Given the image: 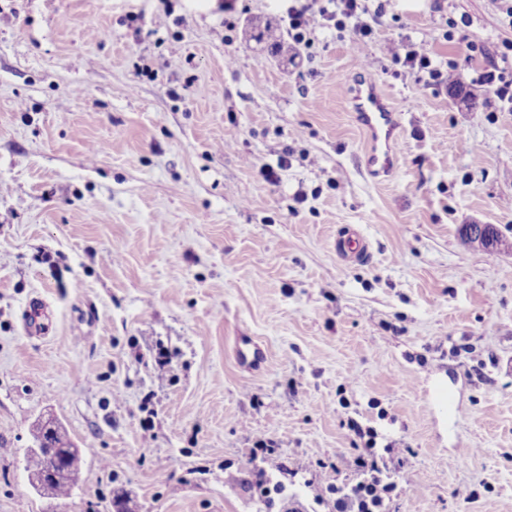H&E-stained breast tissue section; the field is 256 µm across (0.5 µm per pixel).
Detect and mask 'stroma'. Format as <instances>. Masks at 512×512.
<instances>
[{
    "label": "stroma",
    "instance_id": "stroma-1",
    "mask_svg": "<svg viewBox=\"0 0 512 512\" xmlns=\"http://www.w3.org/2000/svg\"><path fill=\"white\" fill-rule=\"evenodd\" d=\"M221 2L0 0V512H330L346 415L403 450L392 512H512V250L458 235L512 242V110L478 80L512 75L506 0H383L364 57ZM403 36L457 84L387 57ZM367 67L404 127L386 179L343 104ZM47 416L81 450L59 499L26 468ZM490 225L491 224L472 223V224H463L460 227L464 234L480 236V238L483 239L484 242L487 244L488 249L493 250V249L497 248V243L495 240L496 235H495L494 229ZM464 234H462L459 229V235H460L461 239L467 245L477 246V247H481L483 249L487 248L482 240H478V238H475V237H472L469 235H464ZM335 249L337 256L346 265L362 263L369 256V244L366 238L356 228L336 238Z\"/></svg>",
    "mask_w": 512,
    "mask_h": 512
}]
</instances>
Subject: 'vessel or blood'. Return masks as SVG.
<instances>
[{
	"mask_svg": "<svg viewBox=\"0 0 512 512\" xmlns=\"http://www.w3.org/2000/svg\"><path fill=\"white\" fill-rule=\"evenodd\" d=\"M346 102L367 137L366 166L370 172H392L398 163L396 144L402 134L397 111L390 98L379 92L373 81L353 84L346 90ZM335 249L345 264L363 262L369 255V244L358 229L339 235Z\"/></svg>",
	"mask_w": 512,
	"mask_h": 512,
	"instance_id": "obj_1",
	"label": "vessel or blood"
}]
</instances>
